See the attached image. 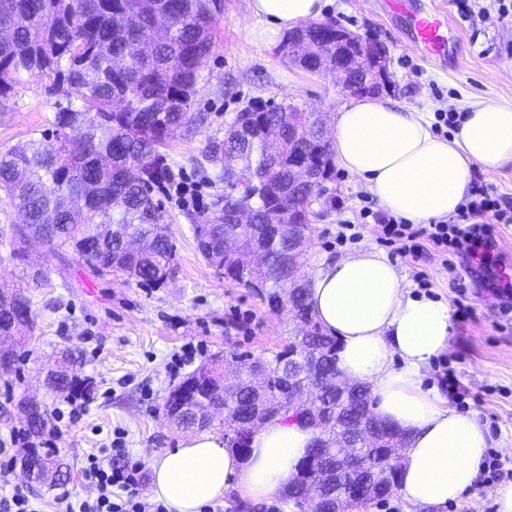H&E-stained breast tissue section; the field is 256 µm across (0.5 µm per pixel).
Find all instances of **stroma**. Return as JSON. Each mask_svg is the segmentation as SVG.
<instances>
[{"label": "stroma", "mask_w": 512, "mask_h": 512, "mask_svg": "<svg viewBox=\"0 0 512 512\" xmlns=\"http://www.w3.org/2000/svg\"><path fill=\"white\" fill-rule=\"evenodd\" d=\"M411 2L417 9L447 11L445 57L430 59L417 49L408 16L391 10L385 0H330L324 19L384 48L389 72L384 96L426 121H433L435 112L486 97L512 106V14L498 16L494 0H479V9L466 19L454 0ZM223 4L214 29L215 47L203 64L205 84L196 97L198 109L222 122L256 99L286 100L331 118L350 104L352 93L331 77L281 58L277 42L253 16L250 0ZM68 101L65 90L50 96L40 82L17 88L0 102V155L32 137L54 141V112ZM203 139L200 133H176L166 152L175 179L186 184L190 194L205 197L217 187L197 165ZM325 187L313 205L315 232L301 270L306 280L322 261L357 249L389 253L369 228L357 241L337 245L340 222L359 208V196L367 188L341 169ZM157 197L176 246L175 271L159 288L91 275L75 259H56L38 243L29 246L23 262L0 246L1 284H20L34 268L45 275L28 292L35 328L18 348L11 371L0 373V473L15 475L14 480H0V497L15 488L27 489L17 476L22 450L13 442L14 434L25 428L17 408L23 395L34 393L46 400L52 423L59 428L55 446L69 464L66 475L60 486L27 490L35 512H56L60 487H67L76 499L88 494L81 474L88 456L105 454L119 466L134 461L147 466L153 458L182 447L185 436L168 430L165 423L164 399L171 386L225 351L267 357L296 334L298 324L287 308L272 309L253 289L225 281L202 259L192 222L174 191L158 192ZM395 266L410 296L448 303L456 298L455 275L464 277L474 315H452L449 343L432 359L424 382L439 384L442 367L454 370L471 397H451V406L473 413L489 432L492 451L506 468L502 480L512 483V320L501 313L500 289L478 267L459 260L450 268L430 251L417 265L399 260ZM419 270L430 280L429 288L419 287ZM67 348L77 353L79 376L95 385L92 400L48 396L45 375ZM117 441L123 453L113 452Z\"/></svg>", "instance_id": "35a3bbf8"}]
</instances>
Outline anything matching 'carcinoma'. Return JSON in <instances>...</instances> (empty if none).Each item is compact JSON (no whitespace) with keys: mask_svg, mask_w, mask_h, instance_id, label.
<instances>
[{"mask_svg":"<svg viewBox=\"0 0 512 512\" xmlns=\"http://www.w3.org/2000/svg\"><path fill=\"white\" fill-rule=\"evenodd\" d=\"M216 0H0V98L31 79H46L51 88L65 86L71 101L54 113L56 144L30 138L0 157V190L14 208L18 223L6 241L10 256L24 257L29 237L40 239L55 257L72 254L94 276H117L140 286L157 288L175 265V245L161 223L155 186L171 179L162 152L171 132L183 127L209 129L212 113L195 108L203 81L202 65L214 46ZM329 23L297 28L279 45L285 59L315 72L308 61L310 46L336 60V42L325 38ZM320 117L291 103L273 107L256 101L235 113L224 131L205 138L202 159L213 183L224 189L210 196L190 215L196 248L224 278L258 292L287 294L292 310L311 320L268 358L266 385L256 395L247 380L226 381L224 365H206L210 376L199 384L186 376L168 392L164 409L176 427L218 430L224 419L212 413L198 421L194 409L204 398L224 392L242 420L251 419L259 402L277 406L288 420V377L294 385L314 384L311 408L298 421L315 440L284 492L299 506L301 498L332 479L336 455L323 447L342 437L362 449L361 461L382 459L392 443L404 437L389 425L365 416L369 388L359 385L343 396L336 388L337 340L312 320L307 288L291 290L305 252L295 251V235L312 239L313 225L294 223V214L317 216L312 204L332 179L331 143H313ZM318 162L322 185L314 189L293 181L290 166L298 156ZM31 300L22 289H0V351L16 355L12 342L33 328ZM78 358L65 355L62 370L47 376V386L63 400L79 395L92 399L93 385L77 373ZM28 409L27 434L38 440L50 425L45 403L30 397L19 401ZM21 463L39 484L54 485L65 475L62 458L28 448ZM397 480L361 487L368 504L395 491ZM337 508L355 512L354 491L338 488Z\"/></svg>","mask_w":512,"mask_h":512,"instance_id":"cac0c4a2","label":"carcinoma"}]
</instances>
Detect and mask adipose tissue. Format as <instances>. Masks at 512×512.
<instances>
[{"label": "adipose tissue", "instance_id": "ef3b65f1", "mask_svg": "<svg viewBox=\"0 0 512 512\" xmlns=\"http://www.w3.org/2000/svg\"><path fill=\"white\" fill-rule=\"evenodd\" d=\"M327 2L252 0L251 11L276 38L320 19ZM461 110L458 130L445 140L389 99L352 100L336 115L335 161L390 215L417 224L453 217L472 195L474 167L512 164V106L484 99ZM309 306L340 341L343 376L368 385L377 419L407 439L397 488L403 499L429 512L472 488L490 435L438 387L423 383L449 341L448 303L409 296L393 264L360 249L314 273ZM313 438L299 423L271 421L253 435L244 457L220 435H196L152 461L153 493L169 512H200L228 489L256 504L269 500L287 488Z\"/></svg>", "mask_w": 512, "mask_h": 512}]
</instances>
